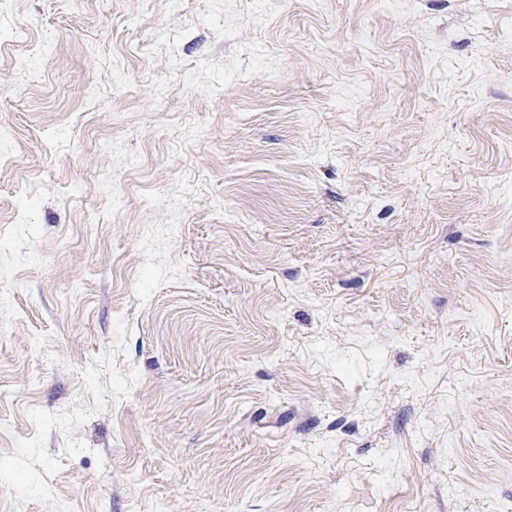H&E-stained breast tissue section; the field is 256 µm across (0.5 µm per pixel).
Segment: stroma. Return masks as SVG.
<instances>
[{"label":"stroma","instance_id":"stroma-1","mask_svg":"<svg viewBox=\"0 0 512 512\" xmlns=\"http://www.w3.org/2000/svg\"><path fill=\"white\" fill-rule=\"evenodd\" d=\"M512 505V0H0V512Z\"/></svg>","mask_w":512,"mask_h":512}]
</instances>
